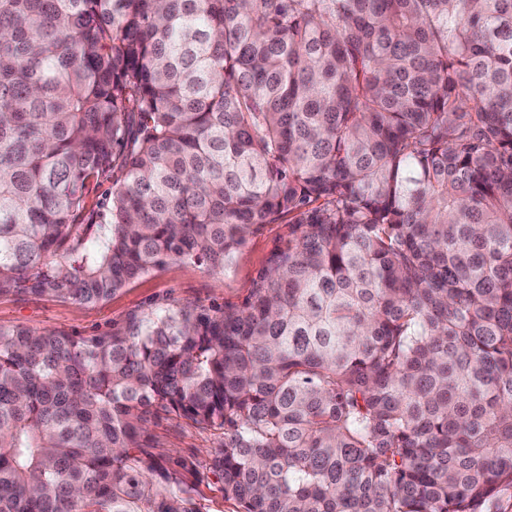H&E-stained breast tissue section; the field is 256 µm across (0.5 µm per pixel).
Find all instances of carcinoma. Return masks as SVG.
Wrapping results in <instances>:
<instances>
[{"mask_svg": "<svg viewBox=\"0 0 512 512\" xmlns=\"http://www.w3.org/2000/svg\"><path fill=\"white\" fill-rule=\"evenodd\" d=\"M285 219L239 304L0 326V512H201L161 415L236 512H512V0H0V295ZM112 173H106L88 183L85 194V224H99L100 216L112 199ZM144 438L171 461L192 463L188 469H177L181 478L195 489L202 512H235V504L224 500L222 483L208 468L213 453L224 441L221 431L202 429L185 419L163 416L148 425Z\"/></svg>", "mask_w": 512, "mask_h": 512, "instance_id": "1", "label": "carcinoma"}]
</instances>
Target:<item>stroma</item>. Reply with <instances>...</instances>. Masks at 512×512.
<instances>
[{
    "label": "stroma",
    "mask_w": 512,
    "mask_h": 512,
    "mask_svg": "<svg viewBox=\"0 0 512 512\" xmlns=\"http://www.w3.org/2000/svg\"><path fill=\"white\" fill-rule=\"evenodd\" d=\"M287 241V223L266 224L248 236L224 273L210 274L191 261H171L142 274L95 305H78L49 295H2L0 325L89 336L124 330L132 315L150 310L185 304L203 308L237 304L271 254ZM145 438L171 460L187 462L181 477L194 488L202 512H235V504L225 500L221 482L208 468L224 440L222 432L200 428L184 419L162 417L148 425Z\"/></svg>",
    "instance_id": "1"
}]
</instances>
